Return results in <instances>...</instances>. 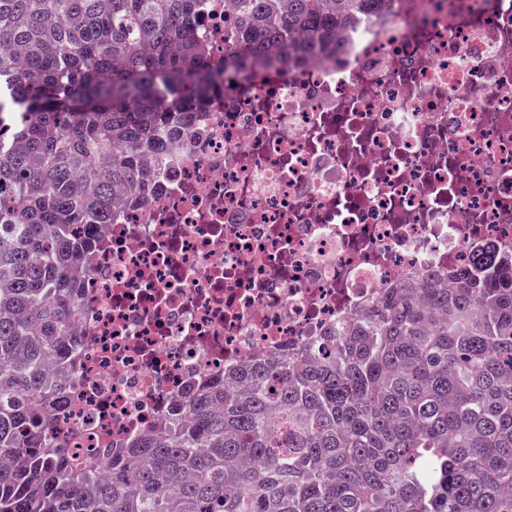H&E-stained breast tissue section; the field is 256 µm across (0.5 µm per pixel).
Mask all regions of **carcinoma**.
I'll return each mask as SVG.
<instances>
[{
	"label": "carcinoma",
	"mask_w": 512,
	"mask_h": 512,
	"mask_svg": "<svg viewBox=\"0 0 512 512\" xmlns=\"http://www.w3.org/2000/svg\"><path fill=\"white\" fill-rule=\"evenodd\" d=\"M0 0V512H512V255L397 283L317 346L209 381L164 436L61 451L83 264L113 190L228 82L327 48L380 0ZM233 3L234 0H207V8L200 17V29L214 59H224V20L232 18Z\"/></svg>",
	"instance_id": "obj_1"
}]
</instances>
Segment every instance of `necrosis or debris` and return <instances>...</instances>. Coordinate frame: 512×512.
Segmentation results:
<instances>
[{"label": "necrosis or debris", "mask_w": 512, "mask_h": 512, "mask_svg": "<svg viewBox=\"0 0 512 512\" xmlns=\"http://www.w3.org/2000/svg\"><path fill=\"white\" fill-rule=\"evenodd\" d=\"M234 0L199 24L224 56ZM85 265L67 451L164 431L203 380L310 343L427 271L512 253V0H382L312 62L199 109Z\"/></svg>", "instance_id": "necrosis-or-debris-1"}]
</instances>
